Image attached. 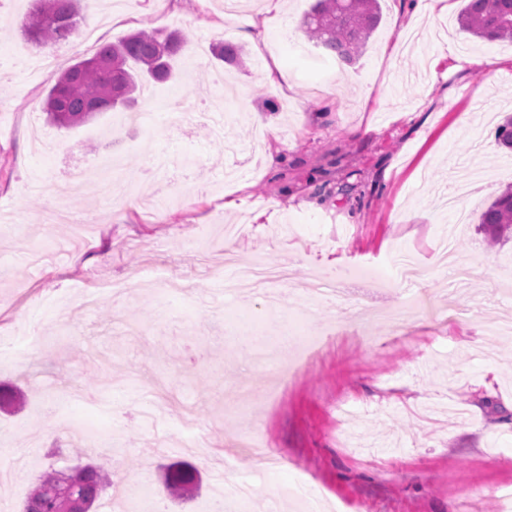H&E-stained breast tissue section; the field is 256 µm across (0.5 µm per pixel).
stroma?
<instances>
[{
  "label": "stroma",
  "instance_id": "stroma-1",
  "mask_svg": "<svg viewBox=\"0 0 512 512\" xmlns=\"http://www.w3.org/2000/svg\"><path fill=\"white\" fill-rule=\"evenodd\" d=\"M90 0L92 40L38 44L21 23L36 0H0V48L15 53L0 94V343L27 329L0 360V512H19L49 468L87 460L112 480L99 512H135L132 481L165 487L186 461L202 477L168 512H205L231 475L256 477L235 512H297L282 497L297 481L343 512H501L491 488L512 482V235L489 246L480 211L512 184V151L498 141L512 113V43L462 32L465 0L421 18L415 0H380L382 19L355 65H339L294 33L311 0ZM187 39L174 77L150 84L132 125L124 111L73 129L46 124L48 90L99 44L137 30ZM219 41L244 50L216 60ZM498 73L482 70L483 57ZM278 64L291 79L264 81ZM225 87L233 100L217 99ZM277 118L264 134L255 114ZM116 154L132 187L111 200L96 158ZM482 186L454 239L472 268L462 292L435 252L456 172ZM82 174L68 208L84 222L50 223L38 183ZM239 225L236 262L286 267L279 301L214 288L229 273L224 227ZM423 268L429 312L389 320L409 286L401 252ZM379 268L349 278L339 302L300 299L315 274ZM353 416L338 419L340 403ZM194 411L199 446L186 440ZM263 429L277 462L266 471L243 446ZM112 435L109 451L87 447Z\"/></svg>",
  "mask_w": 512,
  "mask_h": 512
}]
</instances>
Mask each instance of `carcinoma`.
Instances as JSON below:
<instances>
[{
  "label": "carcinoma",
  "instance_id": "carcinoma-1",
  "mask_svg": "<svg viewBox=\"0 0 512 512\" xmlns=\"http://www.w3.org/2000/svg\"><path fill=\"white\" fill-rule=\"evenodd\" d=\"M38 5L23 20L22 28L38 44L64 39L61 22L76 29L83 0H37ZM381 17L379 0H315L302 19V29L315 47L347 65L354 64ZM463 32L474 37L512 41V0H467L459 16ZM186 44L177 31L162 34L140 30L101 46L95 56L66 70L49 89L43 112L60 128L76 127L90 116L109 112L117 104L126 108L136 102L134 94L151 81H165L174 70L179 46ZM213 55L224 62L240 59L241 48L222 42ZM479 223L491 241L512 228V187L496 197L480 214ZM166 482L175 492L197 486L196 469L188 463L168 467ZM107 487L103 468L87 464L71 471H51L40 476L25 499L22 512H51L53 491L65 488L87 508L101 498Z\"/></svg>",
  "mask_w": 512,
  "mask_h": 512
}]
</instances>
